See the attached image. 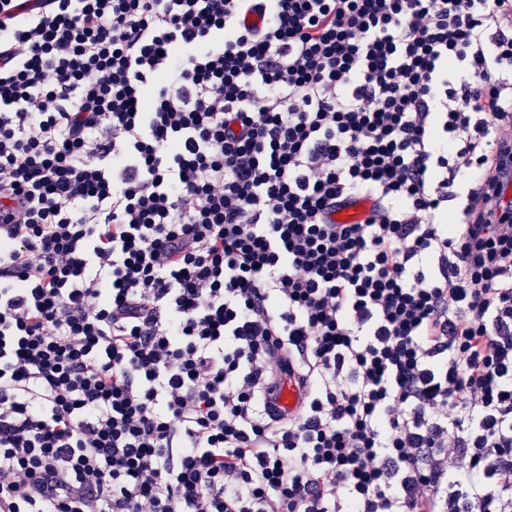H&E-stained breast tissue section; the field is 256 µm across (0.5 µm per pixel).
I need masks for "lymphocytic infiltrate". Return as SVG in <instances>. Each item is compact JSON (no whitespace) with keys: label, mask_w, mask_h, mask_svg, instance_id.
Masks as SVG:
<instances>
[{"label":"lymphocytic infiltrate","mask_w":512,"mask_h":512,"mask_svg":"<svg viewBox=\"0 0 512 512\" xmlns=\"http://www.w3.org/2000/svg\"><path fill=\"white\" fill-rule=\"evenodd\" d=\"M511 28L0 0L5 512H512ZM304 388L296 376L283 372L273 382L271 411L274 416L288 418L299 412L303 404Z\"/></svg>","instance_id":"lymphocytic-infiltrate-1"}]
</instances>
